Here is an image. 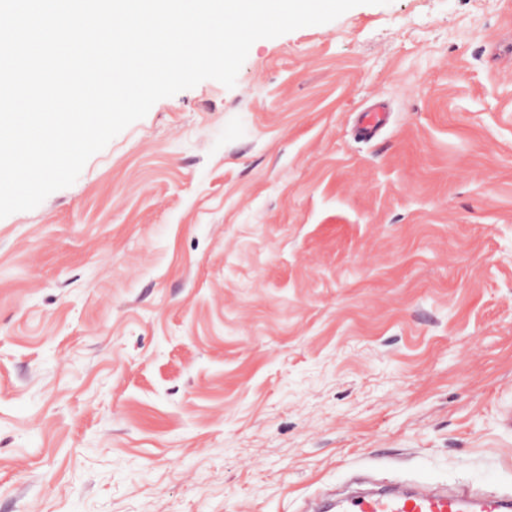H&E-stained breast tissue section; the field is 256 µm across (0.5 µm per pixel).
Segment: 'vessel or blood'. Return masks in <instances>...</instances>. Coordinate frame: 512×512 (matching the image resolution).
<instances>
[{
  "mask_svg": "<svg viewBox=\"0 0 512 512\" xmlns=\"http://www.w3.org/2000/svg\"><path fill=\"white\" fill-rule=\"evenodd\" d=\"M384 124L382 112L367 110L359 116L358 131L365 138L375 139L382 134ZM314 512H512V495L476 493L464 487L448 492L424 486H387L357 496L323 500Z\"/></svg>",
  "mask_w": 512,
  "mask_h": 512,
  "instance_id": "b4317fda",
  "label": "vessel or blood"
}]
</instances>
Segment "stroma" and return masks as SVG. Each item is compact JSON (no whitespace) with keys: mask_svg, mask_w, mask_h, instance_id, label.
<instances>
[{"mask_svg":"<svg viewBox=\"0 0 512 512\" xmlns=\"http://www.w3.org/2000/svg\"><path fill=\"white\" fill-rule=\"evenodd\" d=\"M510 404L512 0L257 40L0 219V512L512 492ZM385 119L382 112L372 109L361 112L358 121L359 134L368 139L378 138L384 128Z\"/></svg>","mask_w":512,"mask_h":512,"instance_id":"1","label":"stroma"}]
</instances>
